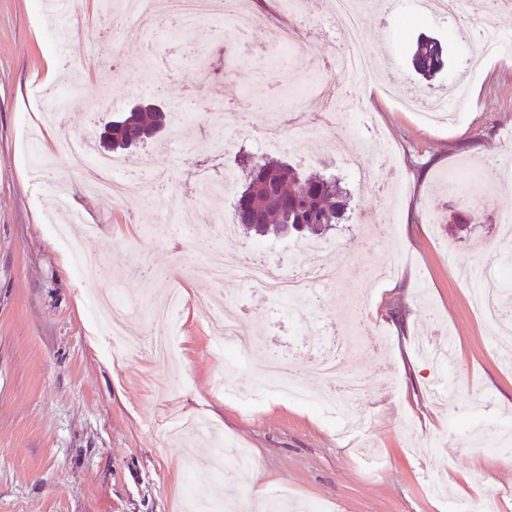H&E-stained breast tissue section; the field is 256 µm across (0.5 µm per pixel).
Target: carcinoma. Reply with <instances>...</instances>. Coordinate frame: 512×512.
<instances>
[{
    "label": "carcinoma",
    "instance_id": "cac0c4a2",
    "mask_svg": "<svg viewBox=\"0 0 512 512\" xmlns=\"http://www.w3.org/2000/svg\"><path fill=\"white\" fill-rule=\"evenodd\" d=\"M415 73L431 78L445 65L442 44L434 38L418 40L411 58ZM163 120L161 112H129L112 121V150ZM347 193L339 182L317 173L303 175L288 164L257 160L248 164L245 183L234 202L235 224L255 236L270 225L281 233L318 236L344 220Z\"/></svg>",
    "mask_w": 512,
    "mask_h": 512
}]
</instances>
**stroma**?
<instances>
[{
  "label": "stroma",
  "instance_id": "1",
  "mask_svg": "<svg viewBox=\"0 0 512 512\" xmlns=\"http://www.w3.org/2000/svg\"><path fill=\"white\" fill-rule=\"evenodd\" d=\"M261 26L229 45L224 17L199 21L171 39L154 23L137 39L117 37L99 20V0H70L57 23L41 0H0V512H186L209 502L246 512L281 501L313 512H457L486 492L512 512V363L496 352L473 304L483 279L460 280L451 258L477 264L512 258L500 216L512 194L477 177L476 160H512V40L501 54L478 57L473 17H436L423 0H395L378 15L365 9L363 54L371 77L360 111L341 114L334 131L354 141L380 132L392 161L390 192L371 196L331 152L327 135L265 149L266 113L287 110L291 95L325 80L340 92L334 68L339 39L322 35L307 49L279 42L301 17L307 29L327 18L328 0H253ZM448 41V69L424 81L405 63L419 35ZM464 76L467 103L452 122L426 123L398 98L441 93ZM182 94L199 155L167 131L123 153L119 177L144 157L164 179H144V196L119 200L94 190L69 167L66 135L88 120L104 126L145 99L166 105L163 86ZM64 101L59 125L40 120L41 90ZM265 90L267 112L247 100ZM285 161L335 176L349 195L348 218L321 237L244 235L233 227V194L205 204L196 184L240 154ZM54 163L34 177L33 157ZM78 214L99 223L94 238L52 220ZM111 266L108 278H79L75 250ZM220 249L238 258L262 252L274 262L316 258L336 281L312 288L296 311L236 280L204 274L183 281L171 324L177 367L117 347L97 330L89 301L115 293L129 311L127 335L149 338L150 297L176 271ZM399 264L397 287L379 271ZM229 307L256 350L247 359L224 344L213 307ZM353 337L355 370L368 386L354 403L364 428L342 431L341 418L260 382L262 357L287 358L296 379L328 393L316 359L330 341ZM246 449L243 475L219 477L220 448Z\"/></svg>",
  "mask_w": 512,
  "mask_h": 512
}]
</instances>
